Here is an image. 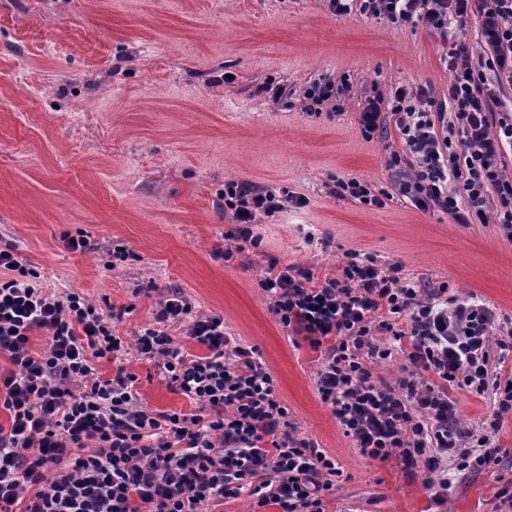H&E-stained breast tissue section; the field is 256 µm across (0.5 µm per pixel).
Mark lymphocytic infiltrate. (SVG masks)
Returning a JSON list of instances; mask_svg holds the SVG:
<instances>
[{"label": "lymphocytic infiltrate", "mask_w": 512, "mask_h": 512, "mask_svg": "<svg viewBox=\"0 0 512 512\" xmlns=\"http://www.w3.org/2000/svg\"><path fill=\"white\" fill-rule=\"evenodd\" d=\"M355 8L431 31L476 19L479 51L460 44L444 59L447 100L400 86L390 97L368 99L358 122L367 137L397 130L403 150L389 164L409 169L398 191L417 209L482 224L494 197L500 228L512 240V177L502 165L512 149V107L500 99L512 89V0H329L338 17ZM225 195L238 225L224 247L228 261L236 242L253 240L257 214L272 216L295 200L285 189L263 194L234 183ZM0 269L11 273L0 280V353L13 364L0 373V409L9 416L0 427V512H207L212 500L247 486L258 510L324 512L340 474L335 461L298 437L259 348L228 336L222 316L197 313L175 291L159 300L154 325L129 344L84 296L44 291L13 244L0 246ZM259 286L289 335L322 351L315 389L361 456L426 463L437 499L448 492L442 460L461 471L496 463L492 435L512 412V378L498 365L512 355V336L492 338L489 304L451 296L444 286L424 288L399 266L356 252L347 253L339 277L319 283L311 269L289 265ZM382 308L390 318L379 323L374 315ZM174 322L186 324L205 354L183 352L164 329ZM377 326L410 344L408 365L392 384H376L368 366L392 354L375 344ZM36 330L46 346L34 353ZM132 349L196 412L147 409L125 365ZM99 359L115 363L112 378L100 379ZM77 378L88 379L85 390H71ZM454 388L492 397L487 428L460 425Z\"/></svg>", "instance_id": "lymphocytic-infiltrate-1"}]
</instances>
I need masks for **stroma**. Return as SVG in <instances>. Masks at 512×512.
<instances>
[{
    "instance_id": "35a3bbf8",
    "label": "stroma",
    "mask_w": 512,
    "mask_h": 512,
    "mask_svg": "<svg viewBox=\"0 0 512 512\" xmlns=\"http://www.w3.org/2000/svg\"><path fill=\"white\" fill-rule=\"evenodd\" d=\"M480 41L473 21L443 36L336 17L327 0H0V241L47 292L83 295L126 340L171 291L223 316L260 349L299 436L335 459L325 512H496L512 484V413L496 434L498 465L449 471L434 500L425 465L365 459L344 436L315 389L321 352L288 335L259 286L288 265L337 277L355 251L481 299L498 314L495 334L512 329V241L496 215L459 224L418 210L388 166L397 132L368 139L358 123L368 98L401 85L446 97L445 53ZM328 80L335 112H307L306 91ZM340 179L391 198L378 208L336 196ZM230 182L285 187L305 205L257 216V243L227 262ZM79 236L85 248L69 249ZM127 367L148 409L193 411L152 362L133 354Z\"/></svg>"
}]
</instances>
